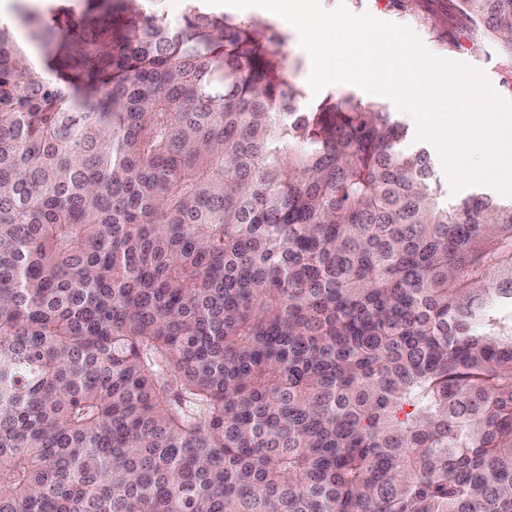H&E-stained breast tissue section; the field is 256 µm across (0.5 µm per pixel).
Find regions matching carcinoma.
Masks as SVG:
<instances>
[{"label":"carcinoma","instance_id":"cac0c4a2","mask_svg":"<svg viewBox=\"0 0 512 512\" xmlns=\"http://www.w3.org/2000/svg\"><path fill=\"white\" fill-rule=\"evenodd\" d=\"M0 23V512H512V198L300 112L188 0ZM512 73V0H455Z\"/></svg>","mask_w":512,"mask_h":512}]
</instances>
